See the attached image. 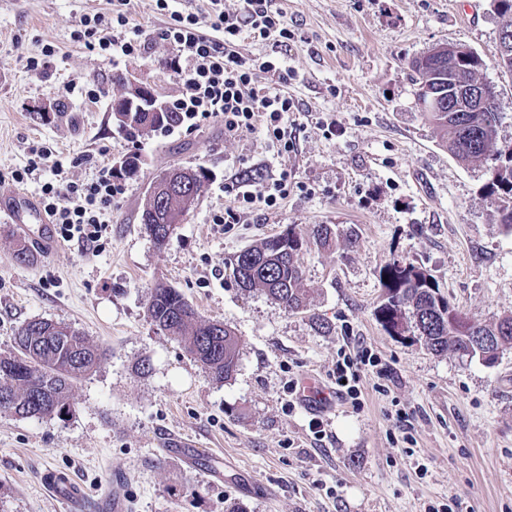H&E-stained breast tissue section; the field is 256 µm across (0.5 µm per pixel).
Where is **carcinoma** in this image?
Wrapping results in <instances>:
<instances>
[{
  "instance_id": "obj_1",
  "label": "carcinoma",
  "mask_w": 512,
  "mask_h": 512,
  "mask_svg": "<svg viewBox=\"0 0 512 512\" xmlns=\"http://www.w3.org/2000/svg\"><path fill=\"white\" fill-rule=\"evenodd\" d=\"M500 30L512 33V0H498ZM484 66L481 57L450 55L433 67L421 68L418 59L410 62L412 78L419 88H433L439 75L455 82L474 81ZM421 112L440 135L442 147L459 164L470 167L493 158L489 178L483 189L494 205V217L512 234V145L498 142L502 121L497 98L479 112H435L427 107V94L417 92ZM117 128L130 137H141L179 122V113L166 109L163 114L119 112ZM144 232L159 247L167 243L168 225L161 213L144 202L141 210ZM288 251L275 248L277 236L268 237L237 253L230 261L239 288L259 290L291 312L306 306V288L300 265V250L305 238L290 225L281 232ZM338 240L336 229L322 224L315 242L330 247ZM383 300L375 310L379 323L392 336H415L436 352L450 347L471 358L479 356L475 344L495 341V358H482L495 364L506 346H512V315L493 324H482L456 311L439 292L425 270L398 260L380 270ZM147 316L156 330L182 343L194 360L212 377L223 383L237 372L238 339L218 320L202 319L178 289L159 283L146 304ZM43 319L25 322L13 337L12 349L0 355V394H8L9 404L0 412L19 418H52L71 411L70 394L74 384L98 365L102 351L75 327L55 322L53 330Z\"/></svg>"
}]
</instances>
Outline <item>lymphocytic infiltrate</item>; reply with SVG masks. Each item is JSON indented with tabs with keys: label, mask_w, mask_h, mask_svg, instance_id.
Here are the masks:
<instances>
[{
	"label": "lymphocytic infiltrate",
	"mask_w": 512,
	"mask_h": 512,
	"mask_svg": "<svg viewBox=\"0 0 512 512\" xmlns=\"http://www.w3.org/2000/svg\"><path fill=\"white\" fill-rule=\"evenodd\" d=\"M155 2L157 10L169 16L161 28L143 29L126 11L115 8L84 14L72 41L115 61L145 54L154 39L166 41L175 50L169 67L179 84L171 107L180 112L183 125L220 122L228 133L259 128L274 155L284 158L294 152L288 121L297 105L282 90L288 68L280 59L249 57L238 50L246 30L263 40L275 37L285 43L291 39L285 14L274 7L273 0H243L237 13L226 12L223 0H205L204 9L188 13L171 9L170 0ZM262 73L277 75L278 86L259 84ZM36 154L52 162V176L41 185L39 198L58 235L66 241L99 244L108 230L105 215L124 192L111 163L101 162L96 177L84 182L66 176L47 149H37ZM288 177L284 171L267 183L242 182L235 189L233 206L214 215V223L236 224L244 211L277 209L288 196ZM377 362L372 349L364 345L352 353L339 352L333 370L336 393L353 409L362 405L360 382L366 369Z\"/></svg>",
	"instance_id": "f902f5d3"
}]
</instances>
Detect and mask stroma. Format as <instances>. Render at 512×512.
Returning <instances> with one entry per match:
<instances>
[{
  "label": "stroma",
  "instance_id": "obj_1",
  "mask_svg": "<svg viewBox=\"0 0 512 512\" xmlns=\"http://www.w3.org/2000/svg\"><path fill=\"white\" fill-rule=\"evenodd\" d=\"M109 0H0V204L19 192L38 197L39 180L11 173L31 146L51 149L69 177L96 175V162L140 159L123 177L124 195L107 216L96 249L58 241L32 247L17 264L14 239L38 234L32 217L0 220V353L23 323L71 324L106 352L76 383L65 418L0 413V512H66L42 482L46 470L81 482L83 512H105L112 491L130 512H512V348L498 364L435 353L389 335L374 310L379 271L398 260L427 270L467 317L491 323L512 314V234L492 218L483 192L486 166L464 167L438 144L417 105L408 63L433 45L475 49L503 114L499 141L512 144V75L497 65L500 22L493 0H275L293 37L288 44L245 39L244 55L268 54L294 73L297 148L274 158L261 129L228 138L221 123L131 139L110 112L113 74H132L164 100L178 93L168 67L174 50L157 39L148 52L115 63L73 44L81 16ZM59 47L47 75L28 71L44 44ZM95 86L98 103L61 100L65 85ZM53 104L42 116L44 104ZM335 119L328 135L324 120ZM205 167L212 177L163 247L140 224L153 180L172 167ZM288 168L279 209L244 214L222 228L236 180L263 182ZM297 225L353 233L355 244L308 243L301 255L308 291L291 312L242 291L230 261L244 247ZM178 288L200 316L224 322L239 340L234 377L218 383L182 344L157 333L146 316L157 283ZM329 331H321L320 321ZM353 331L380 357L384 375L362 381L363 406L337 401L328 436L315 442L309 413L286 412L283 384L304 373L332 384L337 352ZM149 359L148 374L135 373ZM411 416L413 442L396 425ZM180 435L224 460L212 480L162 451Z\"/></svg>",
  "mask_w": 512,
  "mask_h": 512
}]
</instances>
